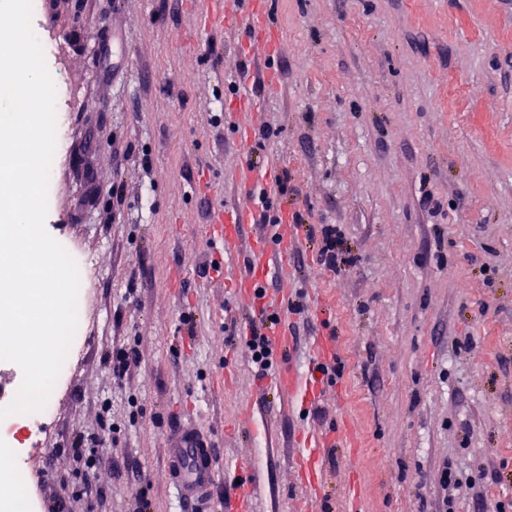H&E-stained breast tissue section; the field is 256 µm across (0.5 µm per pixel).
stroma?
I'll return each instance as SVG.
<instances>
[{
  "mask_svg": "<svg viewBox=\"0 0 512 512\" xmlns=\"http://www.w3.org/2000/svg\"><path fill=\"white\" fill-rule=\"evenodd\" d=\"M250 2L224 0L220 24L209 0H43L32 19L63 80L46 222L91 260L84 343L33 450L36 512L75 490L71 512H180L167 438L187 424L218 461L202 512H224L238 462L264 476L262 512H442L448 464L457 512H494L512 500V0H267L271 52ZM254 161L357 259L325 270L300 232L267 279L306 306L274 372H312L316 340L343 369L304 399L225 345L248 302L203 271L224 248L199 225L257 210ZM121 346L141 361L119 385ZM339 422L354 445L310 483L295 440ZM95 435L87 479L68 449Z\"/></svg>",
  "mask_w": 512,
  "mask_h": 512,
  "instance_id": "stroma-1",
  "label": "stroma"
}]
</instances>
